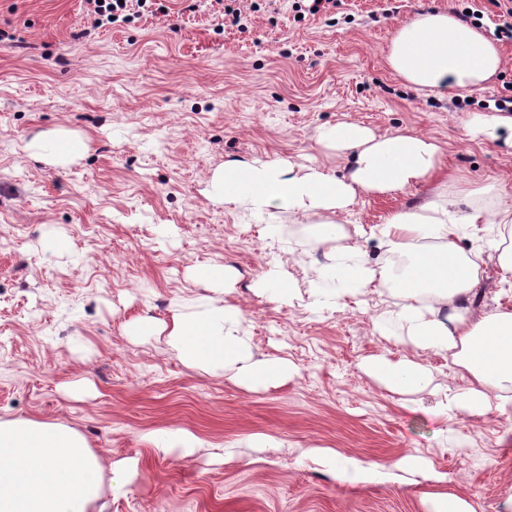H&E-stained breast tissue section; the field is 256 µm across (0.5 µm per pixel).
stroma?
<instances>
[{"label":"stroma","mask_w":512,"mask_h":512,"mask_svg":"<svg viewBox=\"0 0 512 512\" xmlns=\"http://www.w3.org/2000/svg\"><path fill=\"white\" fill-rule=\"evenodd\" d=\"M162 2L165 12L97 28L83 0H0V421L80 431L108 466L103 512H433L437 494L512 512V414L447 420L430 390L398 393L361 367L410 359L435 383L465 387L450 354L375 332L402 291L374 288L321 312L257 295L253 282L276 259L305 291L322 258L308 223L279 214L271 240L206 193L231 162L311 158L347 175L349 163L314 136L355 123L434 138L443 173L512 199V129L469 141L455 90H414L386 64L398 24L453 0H337L330 16L300 21L287 0H237L244 32L213 9ZM57 132L78 140L73 158L31 149ZM432 190L362 196L346 220L386 223ZM480 264L477 314L505 286L492 251ZM212 265L232 268L235 287L194 278ZM188 298L240 309L254 359L286 360L294 375L247 385L233 370L185 363L165 336L127 334L141 317L171 322ZM179 429L201 441L187 457L150 442ZM446 429L461 445L444 452ZM327 451L379 471L341 480ZM406 457L417 471L394 469ZM127 460L138 467L126 484L111 466Z\"/></svg>","instance_id":"35a3bbf8"}]
</instances>
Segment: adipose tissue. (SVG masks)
Listing matches in <instances>:
<instances>
[{"instance_id":"adipose-tissue-1","label":"adipose tissue","mask_w":512,"mask_h":512,"mask_svg":"<svg viewBox=\"0 0 512 512\" xmlns=\"http://www.w3.org/2000/svg\"><path fill=\"white\" fill-rule=\"evenodd\" d=\"M386 62L408 86L463 94L486 89L504 67L484 30L446 10L423 11L399 24ZM317 141L351 155L346 176L283 161L229 165L214 176L211 200L266 218L270 239L280 232L271 221L275 213L312 218L310 241L324 256L309 280V296L317 305L340 309L345 298L365 295L385 279L386 269L370 258L364 242L376 241L384 253L408 257L400 284L406 301L377 320V331L386 336L398 327L413 348L452 353L468 373L469 387L441 390L443 416L512 411V310L471 312L479 251L459 244L467 228L486 225L483 247L496 253L504 272H512V242L504 234L512 228V205L479 203L480 193H494V186L465 193L451 177L434 199L394 213L385 224L357 229L359 241L353 244L342 219L358 199L398 195L430 182L441 168L443 149L423 136L399 130L378 134L345 123L321 127ZM242 320L236 308L192 304L174 314L167 342L186 363L205 370L230 366L248 384L288 380L292 370L286 362L254 360ZM364 368L396 391L419 388L431 378L428 369L411 360L377 357ZM103 472L100 458L74 428L31 418L0 421V512H98Z\"/></svg>"}]
</instances>
